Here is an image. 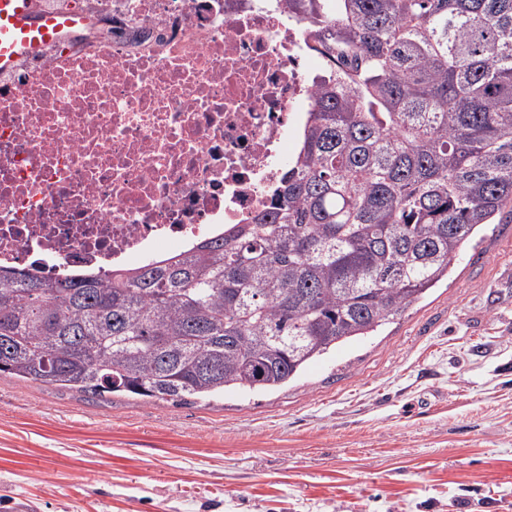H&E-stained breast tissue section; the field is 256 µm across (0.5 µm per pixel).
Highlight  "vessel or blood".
Returning <instances> with one entry per match:
<instances>
[{"mask_svg":"<svg viewBox=\"0 0 512 512\" xmlns=\"http://www.w3.org/2000/svg\"><path fill=\"white\" fill-rule=\"evenodd\" d=\"M92 24L82 11L40 9L35 0H0V75L76 38Z\"/></svg>","mask_w":512,"mask_h":512,"instance_id":"obj_1","label":"vessel or blood"}]
</instances>
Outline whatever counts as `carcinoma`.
<instances>
[{
  "label": "carcinoma",
  "instance_id": "obj_1",
  "mask_svg": "<svg viewBox=\"0 0 512 512\" xmlns=\"http://www.w3.org/2000/svg\"><path fill=\"white\" fill-rule=\"evenodd\" d=\"M314 104L266 210L165 264L0 268V373L94 394L273 391L512 221V0H289Z\"/></svg>",
  "mask_w": 512,
  "mask_h": 512
}]
</instances>
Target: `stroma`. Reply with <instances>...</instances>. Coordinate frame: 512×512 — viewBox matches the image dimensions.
Instances as JSON below:
<instances>
[{
	"instance_id": "stroma-1",
	"label": "stroma",
	"mask_w": 512,
	"mask_h": 512,
	"mask_svg": "<svg viewBox=\"0 0 512 512\" xmlns=\"http://www.w3.org/2000/svg\"><path fill=\"white\" fill-rule=\"evenodd\" d=\"M512 512V223L375 335L211 402L0 374V512Z\"/></svg>"
}]
</instances>
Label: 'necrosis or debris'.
<instances>
[{
    "instance_id": "necrosis-or-debris-1",
    "label": "necrosis or debris",
    "mask_w": 512,
    "mask_h": 512,
    "mask_svg": "<svg viewBox=\"0 0 512 512\" xmlns=\"http://www.w3.org/2000/svg\"><path fill=\"white\" fill-rule=\"evenodd\" d=\"M0 83V265L44 275L185 253L265 210L314 70L288 0H98Z\"/></svg>"
}]
</instances>
